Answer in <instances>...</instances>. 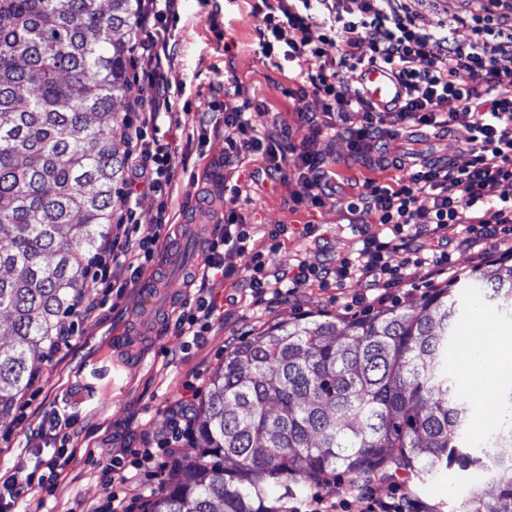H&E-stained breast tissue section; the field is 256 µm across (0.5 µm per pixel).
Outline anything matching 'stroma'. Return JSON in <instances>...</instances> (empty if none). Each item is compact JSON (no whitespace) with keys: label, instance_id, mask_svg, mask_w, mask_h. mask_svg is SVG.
I'll list each match as a JSON object with an SVG mask.
<instances>
[{"label":"stroma","instance_id":"stroma-1","mask_svg":"<svg viewBox=\"0 0 512 512\" xmlns=\"http://www.w3.org/2000/svg\"><path fill=\"white\" fill-rule=\"evenodd\" d=\"M259 3L209 0L203 7L198 0L179 2V16L170 24L166 67L167 81L177 94L174 110L181 115L176 161L187 167L171 187L176 212L161 231L152 262L140 274L125 269L114 272V279L125 286L116 307L103 320L81 322L71 345L53 361L42 363L21 405L0 414V481L26 460L28 448L38 445L36 433L42 424L57 414L74 420L68 445L75 453L65 463L54 494L35 492L23 502L24 512H91L107 496L100 469L114 460L131 458L144 440L166 435L170 410L183 384H192L198 397H205L225 355L270 324L305 317L338 322L367 312L361 302L366 293L361 283L353 281L340 288L333 280L318 277L307 280L296 293L253 305L246 288L247 259L230 251L224 255V264L236 270V277L218 276L207 284L208 293L224 302L223 316L212 320L199 342L188 347H181L174 334L176 318L198 296L182 273L202 265L216 214L236 181L222 163L225 113L247 99L262 102L270 114L257 122L255 134L264 139L276 136L281 123L296 124L297 103H304L311 112L321 109L315 96L297 100L295 71L287 62L261 54L262 34L253 16ZM210 95L215 96L217 108L201 127L192 114L200 109V97ZM443 144L444 135L437 131L417 140L402 133L357 152L343 136L322 135L309 149L322 159L324 171L348 180L358 192L369 179L399 183L409 169L396 166V159L411 151L435 155ZM245 168L253 177L246 181L236 209L270 263L286 266L299 255L317 266L325 257L343 258L359 248L358 236L348 228L347 198L337 188L326 191L319 207L295 213L290 201L296 188L292 166L273 173L254 157ZM305 223L315 225L316 238L294 234L274 243L268 237L272 225ZM162 273L167 276L170 306L156 315L149 332L139 333L144 290ZM230 297L235 305H227ZM349 300L355 306L348 313L342 304ZM484 478V470L451 466L418 476L400 473L376 478L367 488L385 500L408 493L427 512H461L463 502ZM351 484L349 476L333 473L319 482L297 485L287 500L279 491H271L270 500L277 512H284L288 500H304L318 491L343 512H362Z\"/></svg>","mask_w":512,"mask_h":512}]
</instances>
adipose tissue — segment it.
I'll return each instance as SVG.
<instances>
[{"mask_svg": "<svg viewBox=\"0 0 512 512\" xmlns=\"http://www.w3.org/2000/svg\"><path fill=\"white\" fill-rule=\"evenodd\" d=\"M464 347L462 361L474 379L472 393L477 399L486 400L489 388L512 386V331L489 330L481 325L474 335L465 337ZM489 355L495 358L496 367L486 379L481 372Z\"/></svg>", "mask_w": 512, "mask_h": 512, "instance_id": "1", "label": "adipose tissue"}]
</instances>
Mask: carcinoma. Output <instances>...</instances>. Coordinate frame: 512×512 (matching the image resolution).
I'll use <instances>...</instances> for the list:
<instances>
[{
  "instance_id": "1",
  "label": "carcinoma",
  "mask_w": 512,
  "mask_h": 512,
  "mask_svg": "<svg viewBox=\"0 0 512 512\" xmlns=\"http://www.w3.org/2000/svg\"><path fill=\"white\" fill-rule=\"evenodd\" d=\"M0 0V412L35 374L86 263L108 233L125 157L113 142L126 93L134 0ZM473 271L414 306L342 325L283 320L214 372L195 419L196 457L149 512H275L274 487L338 469L430 474L477 466L462 512H512V392L490 444L468 439L448 372L459 289L512 316V264Z\"/></svg>"
}]
</instances>
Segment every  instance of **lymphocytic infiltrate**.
I'll list each match as a JSON object with an SVG mask.
<instances>
[{"label":"lymphocytic infiltrate","mask_w":512,"mask_h":512,"mask_svg":"<svg viewBox=\"0 0 512 512\" xmlns=\"http://www.w3.org/2000/svg\"><path fill=\"white\" fill-rule=\"evenodd\" d=\"M460 2V10L449 13L436 29L422 21L428 0H265L256 7L254 16L263 28L262 54L295 66L300 84L311 86L321 101V121H314L305 107L297 109L312 134L349 132L352 148L359 150L412 127L438 128L452 133L471 162L465 167L449 161L420 165L395 188L366 182L347 204L360 249L355 256L320 267L301 258L284 268L267 265L262 252L251 251V235L236 209L225 208L194 280L232 277V269L224 265V252L231 249L248 258L247 286L255 300L280 296L285 287L316 276L333 279L340 288L347 281H361L382 303L412 267L448 273L451 228L464 227L467 246L491 241L506 245L512 257V0ZM137 11L144 36L131 43L130 55L141 65L151 109L140 122H124L118 133L128 157L126 195L133 201L152 198L158 224L141 228L130 211L117 218L87 269L100 288L110 287L114 270L141 271L154 256L161 225L170 221L166 188L175 177L176 144L148 138L147 130L173 115L164 60L178 0H139ZM461 26L470 30L464 41L456 37ZM312 58L318 59V68H309ZM369 66L388 70L403 85L398 104L379 107L365 97L361 84L346 79V72ZM355 113L362 116L357 128L350 125ZM265 114L260 106L250 113H225V167L241 171L255 156L276 172L293 163L299 185L292 196L294 209L318 207L326 178L320 158L302 149L288 159L282 143L292 130L286 125L278 136L256 137L254 124ZM421 194L433 200L430 213L415 206ZM193 395L192 385H184L167 437L102 471V481L113 491L95 512H134L140 475L164 472L177 460L192 425L188 401ZM68 457L64 448L32 450L28 461L0 482V512H18L19 504L34 493L35 483L56 479L60 460Z\"/></svg>","instance_id":"f902f5d3"}]
</instances>
